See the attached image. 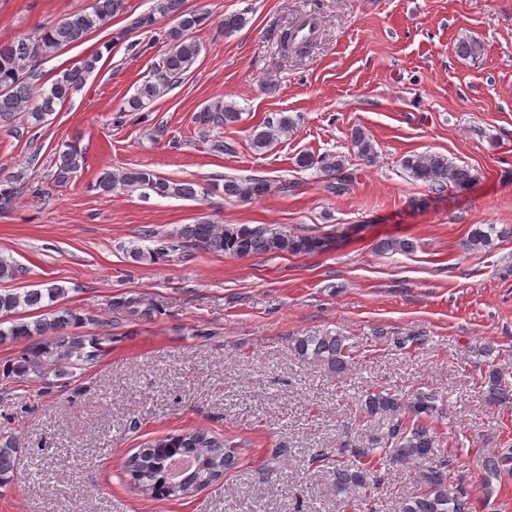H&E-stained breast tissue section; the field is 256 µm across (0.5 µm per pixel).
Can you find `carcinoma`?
<instances>
[{"label":"carcinoma","instance_id":"cac0c4a2","mask_svg":"<svg viewBox=\"0 0 512 512\" xmlns=\"http://www.w3.org/2000/svg\"><path fill=\"white\" fill-rule=\"evenodd\" d=\"M182 6L183 0H155L151 12L133 22L134 27L145 28L155 23L158 14L178 18L177 26L168 33V51L161 62L153 66L147 80L128 98L127 107L131 112L143 110L180 84L201 52V46L188 36V32L208 23L210 15L201 10L185 12ZM123 11L124 0H94L90 12L66 14L49 27L0 43V126L12 124L16 114L25 110L39 124L55 110V105L65 102L95 70L99 56L92 55L80 65L65 69L48 89L37 88L39 61L50 53L81 43ZM240 120V110L222 101L213 103L196 116L199 124L214 128L232 126ZM293 127L294 119L281 112L254 127L250 145L254 151L262 152ZM350 142L359 157L368 162L374 159L375 146L363 128L351 129ZM344 162L342 156L316 158L309 153L299 155L296 160L301 169L316 168L337 180L343 174ZM84 165L85 153L79 145H67L59 155L55 182L69 181ZM402 166L414 179L429 186L465 190L476 179L471 168L454 164L441 153L411 154L403 158ZM96 186L105 193L116 189L137 192L144 199L156 195L192 200L205 193V190L197 189L194 182L164 178L149 169L107 171L99 176ZM270 191L271 184L262 178L224 179V195L239 200L260 199ZM511 234L512 229L507 227L499 229L494 224H478L471 229L466 246L471 250L488 249L494 241ZM179 237L184 244H202L228 256L311 253L326 246L322 238H295L274 224L250 227L246 224H216L210 220L183 225ZM65 294L66 289L57 284L23 292L0 291V317L10 323L6 328L0 327V343L8 339L45 336L64 329L76 319L73 311L65 307L55 308L48 312V316L30 322L13 319L11 314L21 307L40 310L43 299L54 302ZM58 342L64 347V356L74 359L72 367L85 370L98 362V344L87 345L72 336H60ZM297 350L303 358L320 363L335 375L345 372L354 356L345 337L329 332L301 337L297 341ZM480 388L492 403L512 399V393L503 387L500 373L495 369L481 375ZM443 410V397L437 392L416 389L405 394L387 388L368 391L360 401L359 415L381 417L384 427L380 433L364 446L343 443L317 455L314 461L331 469L336 497L359 508L368 504L379 488L381 466L390 463L408 465L433 458L439 443L438 424L443 418ZM164 441L166 445L161 448L156 447V442H150L127 463L130 479L146 492L184 498L208 487L216 476L234 464L237 445L219 434L188 430L167 435ZM508 460L509 457L490 451L482 457V469L488 475H495ZM449 467L448 462L429 467L422 474L420 492L401 503V512H469L468 492L461 486L450 484ZM21 471L19 449L12 438L0 434V488L10 485Z\"/></svg>","mask_w":512,"mask_h":512}]
</instances>
